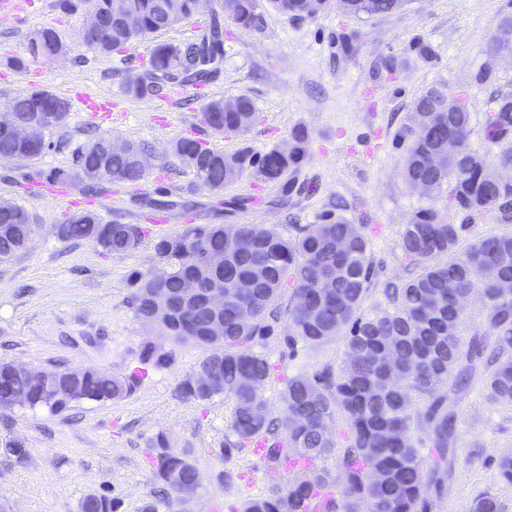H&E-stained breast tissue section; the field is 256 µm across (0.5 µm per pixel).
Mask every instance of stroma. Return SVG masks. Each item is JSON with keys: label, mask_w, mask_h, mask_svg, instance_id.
I'll return each mask as SVG.
<instances>
[{"label": "stroma", "mask_w": 512, "mask_h": 512, "mask_svg": "<svg viewBox=\"0 0 512 512\" xmlns=\"http://www.w3.org/2000/svg\"><path fill=\"white\" fill-rule=\"evenodd\" d=\"M220 10L221 0H211L192 23L146 34L105 56L79 45L82 19L64 12L59 0H30L20 13L0 6V102L35 88L59 95L70 84L118 99L108 118L71 110L41 156L0 161V201L26 206L36 226L25 250L0 261V362L123 375L139 368L146 343L172 348L174 356L168 367L148 369L136 392L119 401L82 400L59 414L0 410V512H79L90 493L110 498L115 512H140L157 487L147 456L160 431L203 476L201 492L175 501L170 512H241L248 495L291 481V474L269 471L251 449L222 455L231 399L198 403L179 396V384L194 373L203 349L170 344L129 301L131 278L155 266V238L208 224H266L292 238L298 226L345 218L361 226L372 252L369 310L382 301L385 282L408 274L398 232L418 210L433 208L439 220L462 226L465 244L512 233V223L490 215L468 222L459 207L421 196L402 175L412 138L408 116L423 92L435 87L451 97L465 95L477 128L490 97L512 93V51L492 46L499 25L512 19V0H407L400 11L372 18L335 6L298 18L266 4L261 32L225 23L219 73L187 85V97L174 98L160 112L155 98L124 96L122 78L145 74L157 44L199 38ZM43 26L56 29L68 52L42 61L31 76L27 39ZM424 45L431 50L426 57ZM385 59L393 60V70L382 68ZM243 95L258 113L247 132L219 135L201 123L211 100ZM298 129L308 136L307 153L276 182L246 173L211 190L169 151L174 140L190 135L229 154L246 146L261 154L288 143ZM101 135L145 145L150 168L144 181L94 185L77 172L75 151ZM57 172L66 178L65 202L52 194L50 176ZM85 212L106 223L148 226L150 236L136 251L115 256L90 241L54 235L56 225ZM289 332L290 319L281 316L261 345L276 366L265 387L274 407L281 376L338 366L344 353L339 336L288 347ZM484 375L480 368L466 387L450 381L442 388L453 430L446 460L426 467L424 512H471L475 498L487 492L498 497L502 512H512V485L496 478L499 458L512 453V407L487 404ZM14 443L25 449L23 460L7 454Z\"/></svg>", "instance_id": "35a3bbf8"}]
</instances>
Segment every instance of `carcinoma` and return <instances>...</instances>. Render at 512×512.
I'll use <instances>...</instances> for the list:
<instances>
[{
	"label": "carcinoma",
	"instance_id": "cac0c4a2",
	"mask_svg": "<svg viewBox=\"0 0 512 512\" xmlns=\"http://www.w3.org/2000/svg\"><path fill=\"white\" fill-rule=\"evenodd\" d=\"M90 3L99 20L92 39L79 32L80 45L99 54H110L129 42L188 22L197 16L196 0H174V9L160 8L163 0H125L128 10L140 17L142 28L133 32L112 17L111 0H60L68 12L81 11ZM295 17L318 15L328 0H268ZM347 13L374 17L390 14L404 0H339ZM224 13L238 27L260 32L264 26L260 0H227ZM207 35L194 41L162 43L150 56L148 75L127 79L123 93L142 99L156 96L192 72L207 77L210 70H195L191 59ZM28 52L47 59L64 54L67 46L57 31L43 26L28 39ZM431 88L414 103L411 121L415 136L403 164L407 184L424 188L428 196L448 193V200L475 221L490 213L501 223L512 222V180L489 181L485 160L469 147L474 130L470 112L459 100L454 111H435ZM501 93L489 99L490 110L482 129L483 140L500 148L499 162L512 163L509 128L512 114L499 108ZM17 117L45 114L47 132L61 126L69 115L70 100L47 90L13 98L0 105ZM201 120L216 133L244 132L256 121L251 99L237 98V106L224 108V100L210 101ZM112 138L100 136L77 149L73 163L93 182L137 185L147 176L141 166L143 144L128 140L126 149L114 151ZM457 150L448 152V142ZM304 132L292 134L288 150L274 146L263 156L243 148L233 154L208 147L199 139L180 137L170 145L171 154L192 170L202 184L220 190L250 171L258 180H279L299 166L307 153ZM44 149L18 138L9 124L0 123V160H31ZM445 161L433 168L438 157ZM462 226L437 219L431 209L417 212L402 226L398 247L415 266L410 276L389 282L383 288L384 302L362 311L371 287L372 255L358 224L338 218L323 224H305L288 239L264 224H214L192 227L157 239L153 244L156 263L167 270L157 278L153 272H138L130 296L135 315L153 325L175 343L192 342L205 350L198 367L209 369L212 379L200 382L197 374L183 380L179 395L198 402L216 397L233 400L225 452L252 448L267 462L268 469L297 470L300 476L286 487L272 486L245 499L242 512H304L303 504L319 499L322 512H417L425 487L424 455L439 462L447 456L451 418L443 407L439 387L453 376L464 380L474 362L486 359L487 400L496 406H512V290L501 284L512 280V234L479 237L459 250ZM35 233L29 210L17 203L0 202V260L24 249ZM147 236L140 224H105L99 215L87 212L71 218L61 236L68 240H91L106 254L135 251ZM224 250V267L203 266L204 252ZM196 282L197 295L183 298L184 281ZM291 290L286 312L291 319V338L319 345L343 335L344 354L337 368L327 367L312 375L297 372L283 379L280 411H270L264 395L275 370L268 356L256 349V338L269 327L268 320L281 311L279 299ZM224 294V311L208 305L213 292ZM478 293L487 310L488 334L476 338L470 350L461 353L457 325L461 309L457 298ZM166 299L159 314L149 304L153 294ZM220 321L224 334L212 335ZM142 365L163 368L173 361V352L147 345L140 354ZM48 386L34 383L11 362L0 363V409H11V395L28 393L26 406L61 413L81 400L116 401L130 396L140 378L131 373L115 376L86 370L74 376L63 366L49 369ZM344 417L347 432L336 437L331 423ZM427 422L433 437L430 446L415 436L420 422ZM150 460L163 485V494L142 505L140 512H160L181 492L198 494L203 488L200 471L187 457L170 446L165 433L150 440ZM336 456L343 477L336 483L321 466ZM81 512H113L112 500L97 495L80 503ZM473 512H501L497 497L479 495Z\"/></svg>",
	"mask_w": 512,
	"mask_h": 512
}]
</instances>
